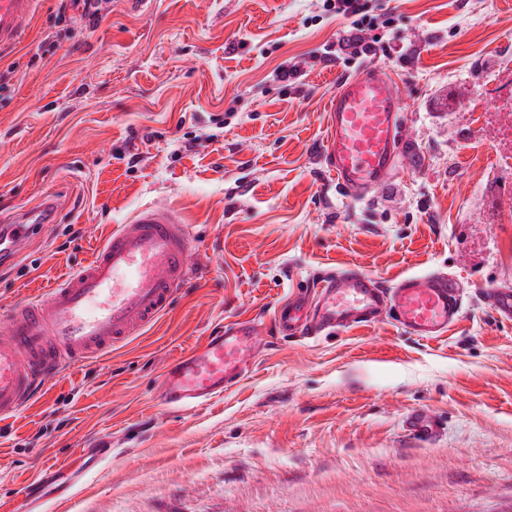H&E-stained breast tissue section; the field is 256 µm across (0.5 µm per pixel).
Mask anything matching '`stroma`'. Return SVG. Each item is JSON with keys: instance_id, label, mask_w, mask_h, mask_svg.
<instances>
[{"instance_id": "obj_1", "label": "stroma", "mask_w": 512, "mask_h": 512, "mask_svg": "<svg viewBox=\"0 0 512 512\" xmlns=\"http://www.w3.org/2000/svg\"><path fill=\"white\" fill-rule=\"evenodd\" d=\"M368 4L402 17L414 55L367 60L394 81L409 150L363 201L321 156L328 99L355 72L321 60L347 25L323 0H99L94 16L38 0L0 46V219L58 205L0 267V315L144 206L190 224L198 270L155 324L0 422V504L66 460L84 475L43 512H512V321L484 293L512 286V199L486 211L512 0ZM347 267L386 286L448 273L461 318L431 340L389 317L314 339L269 329ZM241 316L267 324L243 378L162 409L163 362ZM415 409L443 421L437 438L409 435Z\"/></svg>"}]
</instances>
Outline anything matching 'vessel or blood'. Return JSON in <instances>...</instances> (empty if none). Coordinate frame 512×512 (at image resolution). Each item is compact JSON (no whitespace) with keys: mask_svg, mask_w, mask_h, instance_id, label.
Here are the masks:
<instances>
[{"mask_svg":"<svg viewBox=\"0 0 512 512\" xmlns=\"http://www.w3.org/2000/svg\"><path fill=\"white\" fill-rule=\"evenodd\" d=\"M36 0H0V45L19 39ZM322 157L339 191L355 197L381 187L407 143L400 101L384 70L363 67L342 79L326 112ZM49 199L6 226L8 252L17 253L56 211ZM193 235L180 214L147 206L117 225L92 258L47 288L42 297L15 305L0 323V421L17 414L34 393L66 367L100 357L152 325L190 277ZM313 306L294 300L275 316L284 335L311 338L341 327L371 324L389 315L409 335L434 339L459 320L463 293L448 274L409 275L383 287L348 269L325 274ZM490 303L512 320V289L495 287ZM260 332L256 319L225 324L192 350L167 362L161 373L164 407L194 409L238 383ZM405 425L428 441L440 420L410 412Z\"/></svg>","mask_w":512,"mask_h":512,"instance_id":"obj_1","label":"vessel or blood"}]
</instances>
